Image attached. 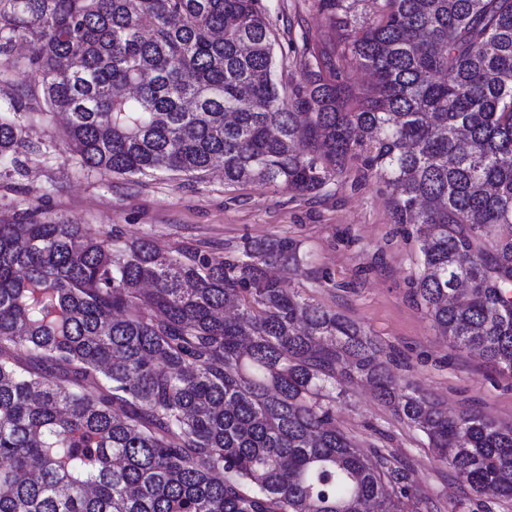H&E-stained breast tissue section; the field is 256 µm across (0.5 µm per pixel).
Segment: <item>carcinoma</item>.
<instances>
[{
  "mask_svg": "<svg viewBox=\"0 0 512 512\" xmlns=\"http://www.w3.org/2000/svg\"><path fill=\"white\" fill-rule=\"evenodd\" d=\"M354 2L318 0L291 103L260 0H0V56L29 43L86 171L306 194L361 166L415 227L417 306L512 373V0H383L370 21ZM30 148L12 100L0 166ZM303 265L288 237L225 258L39 205L0 224V512L415 510L409 472L336 424L354 378L461 483L512 499V427L448 415L267 273Z\"/></svg>",
  "mask_w": 512,
  "mask_h": 512,
  "instance_id": "obj_1",
  "label": "carcinoma"
}]
</instances>
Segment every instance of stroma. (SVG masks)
Returning <instances> with one entry per match:
<instances>
[{
    "label": "stroma",
    "mask_w": 512,
    "mask_h": 512,
    "mask_svg": "<svg viewBox=\"0 0 512 512\" xmlns=\"http://www.w3.org/2000/svg\"><path fill=\"white\" fill-rule=\"evenodd\" d=\"M262 4L278 37L276 76L293 89L303 76L302 36L320 31L325 17L316 0ZM22 107L33 149L18 166L0 169V224L33 203L87 224L113 226L128 237L150 238L169 252L190 246L228 255L248 241L293 238L308 261L290 274L293 287L364 326L398 379L417 383L448 414L476 410L512 426V375L476 352L450 346L417 307L410 278L418 253L414 227L397 223L390 195L376 178L351 168L318 195L302 196L260 183L228 188L217 170L197 181L135 182L89 173L67 147L60 114H40L32 97L22 99ZM336 420L364 452L379 450L405 463L431 512H512V499L460 485L426 436L364 382L347 384Z\"/></svg>",
    "instance_id": "35a3bbf8"
}]
</instances>
